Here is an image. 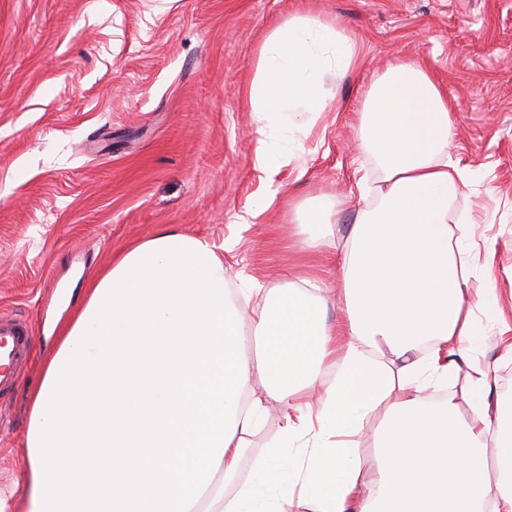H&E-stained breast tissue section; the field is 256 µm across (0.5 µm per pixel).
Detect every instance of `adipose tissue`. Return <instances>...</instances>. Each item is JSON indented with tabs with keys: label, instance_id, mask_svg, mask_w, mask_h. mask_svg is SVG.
I'll return each instance as SVG.
<instances>
[{
	"label": "adipose tissue",
	"instance_id": "obj_1",
	"mask_svg": "<svg viewBox=\"0 0 512 512\" xmlns=\"http://www.w3.org/2000/svg\"><path fill=\"white\" fill-rule=\"evenodd\" d=\"M356 60L354 41L316 16L270 32L248 91L256 168L294 160L291 143L330 106L326 77ZM360 135L384 177L357 181L341 287L291 282L247 310L215 244L168 227L93 279L46 357L25 468L0 483V512H512V404L492 397L495 368L470 366L461 394L426 393L468 364L473 311L496 299L472 295L470 227L449 223L466 172L448 155V99L423 65H393L366 93ZM344 206H295L306 247L333 235ZM332 300L338 325L321 314ZM275 402L283 435L234 486L245 437ZM379 408L367 481L354 443Z\"/></svg>",
	"mask_w": 512,
	"mask_h": 512
}]
</instances>
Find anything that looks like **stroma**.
<instances>
[{
	"label": "stroma",
	"instance_id": "obj_1",
	"mask_svg": "<svg viewBox=\"0 0 512 512\" xmlns=\"http://www.w3.org/2000/svg\"><path fill=\"white\" fill-rule=\"evenodd\" d=\"M294 15L336 21L358 60L326 78L334 108L300 161L264 172L248 89L262 43ZM400 61L425 65L448 97V153L469 169L450 211L474 216L471 242L492 265L471 286L493 279L500 301L476 314V356L497 364L493 392L507 398L512 363L496 344L512 337V0H0V313L27 319L35 350L0 402V480L22 470L32 391L89 278L158 227L226 245L232 287H335L340 243L304 249L292 207L347 196L339 221L354 222L357 171L382 179L358 114Z\"/></svg>",
	"mask_w": 512,
	"mask_h": 512
}]
</instances>
